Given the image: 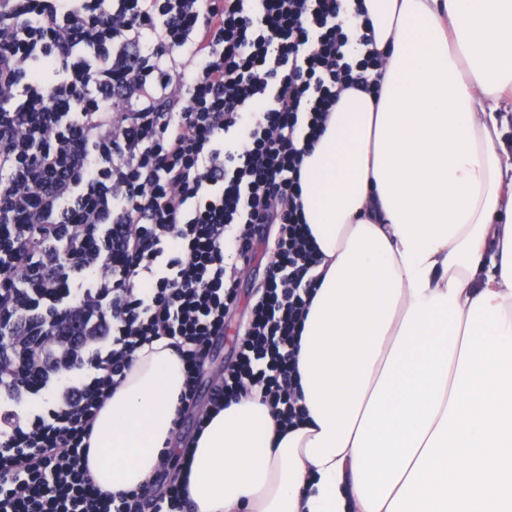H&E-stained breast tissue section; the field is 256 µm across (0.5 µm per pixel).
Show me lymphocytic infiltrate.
I'll list each match as a JSON object with an SVG mask.
<instances>
[{"instance_id":"obj_1","label":"lymphocytic infiltrate","mask_w":512,"mask_h":512,"mask_svg":"<svg viewBox=\"0 0 512 512\" xmlns=\"http://www.w3.org/2000/svg\"><path fill=\"white\" fill-rule=\"evenodd\" d=\"M358 0H0V512H189L177 479L111 494L100 411L165 339L180 411L255 245L274 260L212 386L299 417L317 265L298 140L342 89L379 85Z\"/></svg>"}]
</instances>
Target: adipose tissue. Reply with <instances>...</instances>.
<instances>
[{
  "label": "adipose tissue",
  "instance_id": "1",
  "mask_svg": "<svg viewBox=\"0 0 512 512\" xmlns=\"http://www.w3.org/2000/svg\"><path fill=\"white\" fill-rule=\"evenodd\" d=\"M381 89L342 92L301 166L320 262L305 418L247 394L184 457L192 512H512V0H362ZM183 365L142 348L88 456L117 494L174 438Z\"/></svg>",
  "mask_w": 512,
  "mask_h": 512
}]
</instances>
